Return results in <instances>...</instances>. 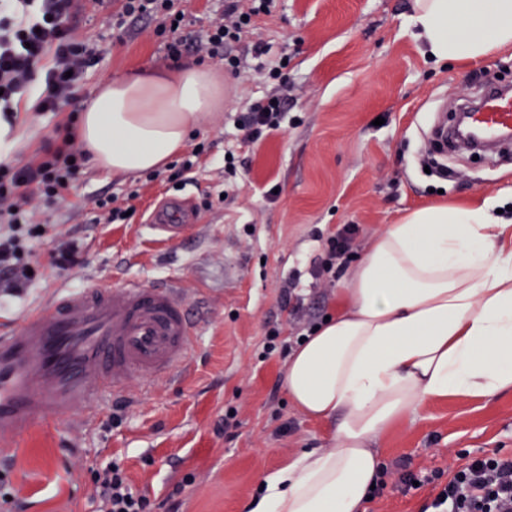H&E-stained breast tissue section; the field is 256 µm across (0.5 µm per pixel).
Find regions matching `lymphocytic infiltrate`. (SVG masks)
<instances>
[{
  "label": "lymphocytic infiltrate",
  "instance_id": "obj_1",
  "mask_svg": "<svg viewBox=\"0 0 512 512\" xmlns=\"http://www.w3.org/2000/svg\"><path fill=\"white\" fill-rule=\"evenodd\" d=\"M121 2L118 26L145 17L157 19L154 33L172 61L202 49L237 75L246 61L232 49L247 35L253 19L268 13L271 0H226L223 17L199 34L192 31L188 18L178 17L173 0ZM79 14L76 0H0V113L17 117L22 95L39 80L45 90L33 112L59 118L55 140L29 163L19 168L0 163V288L8 294L30 280L26 241L38 235L31 217L35 197L65 198L82 180L86 156L73 133L81 110L77 90L99 63L102 48L79 33ZM268 75L277 80L279 90L237 118L242 143H253L264 131L279 128L285 116L283 91L288 79L283 62H272ZM401 482L408 490L417 483L440 484L431 512H512V456L468 460L447 478L438 471L409 472ZM93 485L100 512H155L154 503L132 491L120 465L95 472Z\"/></svg>",
  "mask_w": 512,
  "mask_h": 512
}]
</instances>
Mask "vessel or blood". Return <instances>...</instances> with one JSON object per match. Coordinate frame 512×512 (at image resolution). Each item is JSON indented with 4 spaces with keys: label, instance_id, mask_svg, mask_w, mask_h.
Listing matches in <instances>:
<instances>
[{
    "label": "vessel or blood",
    "instance_id": "1",
    "mask_svg": "<svg viewBox=\"0 0 512 512\" xmlns=\"http://www.w3.org/2000/svg\"><path fill=\"white\" fill-rule=\"evenodd\" d=\"M471 123L479 137L512 131V97L489 89ZM201 329L186 313L180 282L137 279L105 290H65L35 310L16 335H0V438L81 409L97 414L130 379L141 389L184 369Z\"/></svg>",
    "mask_w": 512,
    "mask_h": 512
}]
</instances>
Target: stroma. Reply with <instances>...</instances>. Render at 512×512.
<instances>
[{
    "instance_id": "1",
    "label": "stroma",
    "mask_w": 512,
    "mask_h": 512,
    "mask_svg": "<svg viewBox=\"0 0 512 512\" xmlns=\"http://www.w3.org/2000/svg\"><path fill=\"white\" fill-rule=\"evenodd\" d=\"M81 31L104 53L82 89L91 97L106 79L167 65L153 34L115 25L118 0H83ZM414 0H273L248 37L270 60L287 58L288 117L280 129L244 147L237 113L272 89L253 69L225 76L224 106L188 140L193 167L181 185L165 176H109L87 165L76 198L37 200L46 231L28 247L35 275L26 288L0 296V328L20 329L40 304L64 288L119 286L169 279L189 289L190 318L202 325L182 375L156 381L150 394L130 382L127 396L109 394L98 415L76 412L32 434L0 442V512H97L92 470L121 461L134 491L154 502L183 484L177 512H244L263 475L303 451L332 448L334 424L307 416L289 400L283 378L298 343L300 321L322 323L339 309L344 277L315 280L325 241L344 225L358 233L354 259L406 213L435 203H470L486 195L512 207V158L439 157L428 165V136L454 102L502 75L512 84V52L481 62L435 63L425 56L409 17ZM201 155H194L195 147ZM237 174L224 178V156ZM276 198H268L270 188ZM138 190L135 214L108 222L101 195ZM193 215L188 236L157 240L151 212ZM80 238L81 266L58 270L59 241ZM296 280L301 320L283 288ZM278 330L274 350L267 333ZM232 413L233 438L224 436ZM383 464L414 472L450 473L467 458L512 453V393L484 399L451 396L423 405L378 441ZM434 486L403 491L387 478L365 512H423Z\"/></svg>"
}]
</instances>
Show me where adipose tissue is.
<instances>
[{"label": "adipose tissue", "mask_w": 512, "mask_h": 512, "mask_svg": "<svg viewBox=\"0 0 512 512\" xmlns=\"http://www.w3.org/2000/svg\"><path fill=\"white\" fill-rule=\"evenodd\" d=\"M437 61L512 50V0H415ZM224 100L215 68L153 67L103 82L76 136L101 172L162 168ZM500 200L410 212L352 270L345 304L288 360L290 401L335 420L336 445L266 474L247 512H363L379 437L427 401L512 392V224Z\"/></svg>", "instance_id": "ef3b65f1"}]
</instances>
